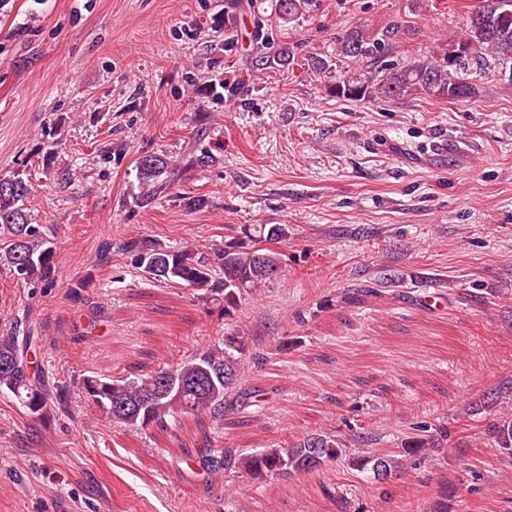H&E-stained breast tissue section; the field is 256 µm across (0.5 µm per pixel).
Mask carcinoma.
Instances as JSON below:
<instances>
[{
  "mask_svg": "<svg viewBox=\"0 0 512 512\" xmlns=\"http://www.w3.org/2000/svg\"><path fill=\"white\" fill-rule=\"evenodd\" d=\"M240 0H224V42L234 47L239 26ZM308 0H277L274 26L301 15ZM395 31L369 25L355 26L336 40V55L352 59L382 56ZM492 55L501 69L512 68V0H476L470 24L458 40L435 55L404 67L388 66L361 74H347L326 85L329 93L356 101L395 99L409 95L462 101L475 94L466 81L470 66ZM293 51L284 43L273 56L255 57L263 70L286 68ZM140 203L155 202L175 180V161L144 155L136 164ZM29 180L18 175L0 179V264L17 282L30 288L53 283L57 247L40 224L32 223L27 202ZM259 247L215 248L209 254L174 249L147 239H131L122 251L131 255L141 277L152 283L190 287L206 305L224 317L231 316L243 294L263 288L280 270V253L270 248L288 237L286 224H260L254 230ZM29 337L0 335V389L10 391L31 413L43 415L60 396L44 385L42 372L30 370ZM246 348L239 336H226L196 351L176 365L158 368L145 377H89L84 380L88 399L104 409L112 421L137 429L164 431L176 414L210 412L219 419L239 407L237 383ZM502 393L488 392L471 402L470 415L503 404ZM485 434L494 447L512 459V412L501 413L487 423ZM441 447L438 435L410 437L396 450H363L346 455V444L336 435L313 433L281 448L244 453L231 448H211L198 458L209 471L235 470L262 481L272 475L316 471L329 462L348 456V464L360 472L385 480L400 469V456Z\"/></svg>",
  "mask_w": 512,
  "mask_h": 512,
  "instance_id": "obj_1",
  "label": "carcinoma"
}]
</instances>
